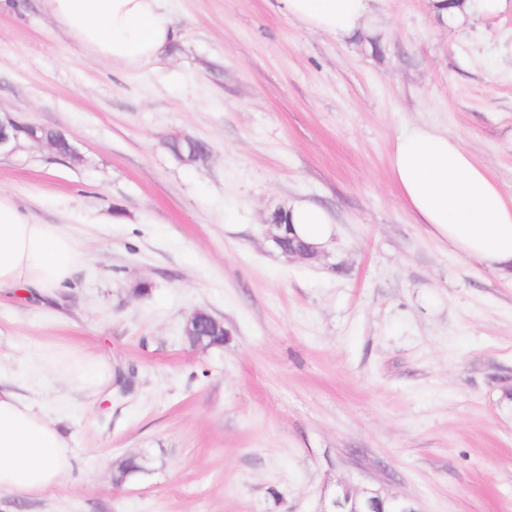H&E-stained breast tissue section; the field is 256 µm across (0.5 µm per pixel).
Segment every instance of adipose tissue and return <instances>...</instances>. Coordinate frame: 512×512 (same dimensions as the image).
<instances>
[{"label":"adipose tissue","mask_w":512,"mask_h":512,"mask_svg":"<svg viewBox=\"0 0 512 512\" xmlns=\"http://www.w3.org/2000/svg\"><path fill=\"white\" fill-rule=\"evenodd\" d=\"M281 11L338 42L381 27L377 0H279ZM58 27L84 53L117 68L136 69L165 54L177 36L170 0H42ZM442 26L457 27L475 15H495L512 0H431ZM391 176L405 204L430 233L456 254L512 278V196L460 140L425 123L404 125L391 154ZM283 224L315 247L334 227L328 213L298 203L281 213ZM84 253L59 225L44 224L15 196L0 189V294L25 292L53 300L71 280ZM42 370L85 391L112 378L101 361L64 364L40 357ZM74 456L57 424L32 401L0 383V490L35 495L73 468Z\"/></svg>","instance_id":"obj_1"}]
</instances>
